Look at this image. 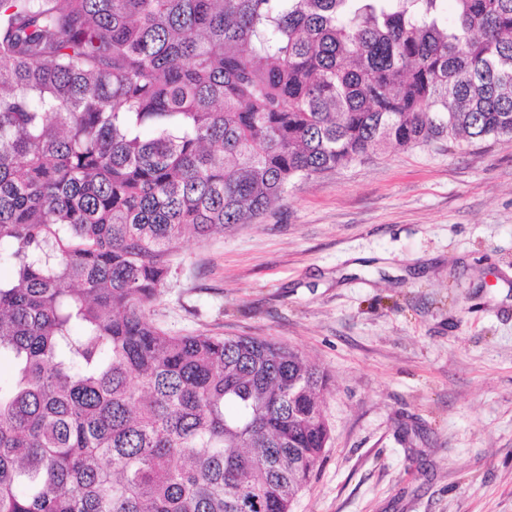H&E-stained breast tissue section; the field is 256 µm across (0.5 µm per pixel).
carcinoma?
<instances>
[{"label":"carcinoma","mask_w":512,"mask_h":512,"mask_svg":"<svg viewBox=\"0 0 512 512\" xmlns=\"http://www.w3.org/2000/svg\"><path fill=\"white\" fill-rule=\"evenodd\" d=\"M0 0V512H290L328 378L148 316L182 237L512 137V0Z\"/></svg>","instance_id":"carcinoma-1"}]
</instances>
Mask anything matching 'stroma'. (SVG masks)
Listing matches in <instances>:
<instances>
[{
    "mask_svg": "<svg viewBox=\"0 0 512 512\" xmlns=\"http://www.w3.org/2000/svg\"><path fill=\"white\" fill-rule=\"evenodd\" d=\"M149 314L327 374L331 440L292 512H512V138L295 180L253 223L184 237Z\"/></svg>",
    "mask_w": 512,
    "mask_h": 512,
    "instance_id": "stroma-1",
    "label": "stroma"
}]
</instances>
